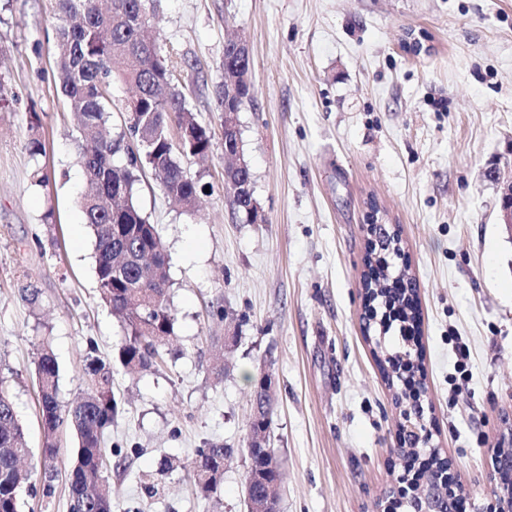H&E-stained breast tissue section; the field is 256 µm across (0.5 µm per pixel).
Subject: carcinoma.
Instances as JSON below:
<instances>
[{
    "label": "carcinoma",
    "mask_w": 512,
    "mask_h": 512,
    "mask_svg": "<svg viewBox=\"0 0 512 512\" xmlns=\"http://www.w3.org/2000/svg\"><path fill=\"white\" fill-rule=\"evenodd\" d=\"M103 10L95 0H54L56 74L66 105L75 115L74 139L87 188L81 210L94 238L95 276L100 300L123 325L126 339L118 358L129 372L150 367L158 347L174 334L176 317L168 297V255L156 225L138 205L135 194L140 173L148 168L161 178L167 197L184 210L196 208L199 182L183 167L181 158L204 159L211 152V136L187 107L178 88L170 56L144 35L142 13L152 0H110ZM251 59L236 40L224 46L223 84L216 95L224 104L243 107L253 101V88L224 89ZM117 76L135 87L136 103L126 104L127 118L117 131L103 133L109 118L110 84ZM180 130L174 142L169 125ZM239 191L234 211L252 223L261 218L253 198L248 172L230 169ZM396 234H380L374 250L390 255L399 251ZM368 302L382 308L388 299L404 307L406 319L415 320L416 288L395 291L383 268H370ZM87 391L62 409L58 400L59 368L52 351L42 350L36 362L39 410L44 431L42 456L45 477L53 480L57 432L70 429L77 440V456L68 471L70 512H112V489L102 480V448L120 408L112 391V367L98 357L86 363ZM0 392V512H19L18 461L29 454L24 431L14 406L3 404ZM231 451L219 442L197 449L188 476L201 497L220 504L224 458ZM254 465L246 478L253 489L264 491L282 472L273 453L252 455Z\"/></svg>",
    "instance_id": "1"
}]
</instances>
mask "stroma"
Here are the masks:
<instances>
[{
  "label": "stroma",
  "mask_w": 512,
  "mask_h": 512,
  "mask_svg": "<svg viewBox=\"0 0 512 512\" xmlns=\"http://www.w3.org/2000/svg\"><path fill=\"white\" fill-rule=\"evenodd\" d=\"M151 24L212 153L182 161L208 188L195 212L169 201L152 172L138 186L169 256L176 324L161 359L132 374L115 361L122 324L98 299L52 2L0 0V391L30 448L20 512H69L68 430L56 437V478L43 474L35 362L45 342L65 406L87 389L89 353L112 364L122 406L104 473L112 512H211L185 470L208 441L232 450L223 512H244L264 369L281 512H383L403 473L401 384L387 359L407 349L423 368L431 447L484 499L512 426V240L500 224V185L512 181V0H157ZM231 29L252 61L255 98L237 124L262 224L235 213L224 191L216 88ZM373 215L397 230L417 280L408 344L365 331ZM233 334L237 345L222 347ZM452 336L470 350L458 393ZM165 457L179 468L159 472Z\"/></svg>",
  "instance_id": "35a3bbf8"
}]
</instances>
